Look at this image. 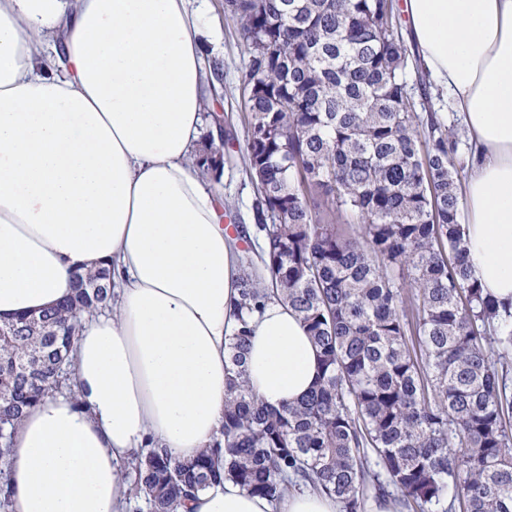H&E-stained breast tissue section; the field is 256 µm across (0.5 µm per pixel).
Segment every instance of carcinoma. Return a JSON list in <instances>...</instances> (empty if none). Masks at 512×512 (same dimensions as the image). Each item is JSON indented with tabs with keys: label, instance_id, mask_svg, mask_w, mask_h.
Listing matches in <instances>:
<instances>
[{
	"label": "carcinoma",
	"instance_id": "1",
	"mask_svg": "<svg viewBox=\"0 0 512 512\" xmlns=\"http://www.w3.org/2000/svg\"><path fill=\"white\" fill-rule=\"evenodd\" d=\"M248 60L244 162L261 250L247 252L229 338L220 437L187 462L135 458L150 512L230 479L279 500L309 486L361 512L400 493L404 512H512V311L466 263L462 130L419 113L394 0H225ZM346 218L354 228L326 220ZM100 267L38 317L0 324V460L25 410L67 385L84 315L112 300ZM275 296L319 351V381L272 406L244 378L246 318Z\"/></svg>",
	"mask_w": 512,
	"mask_h": 512
}]
</instances>
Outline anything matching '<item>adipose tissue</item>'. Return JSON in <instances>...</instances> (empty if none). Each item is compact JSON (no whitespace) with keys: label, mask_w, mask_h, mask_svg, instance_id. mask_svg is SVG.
I'll return each instance as SVG.
<instances>
[{"label":"adipose tissue","mask_w":512,"mask_h":512,"mask_svg":"<svg viewBox=\"0 0 512 512\" xmlns=\"http://www.w3.org/2000/svg\"><path fill=\"white\" fill-rule=\"evenodd\" d=\"M409 39L464 125L471 273L512 301V0H404ZM190 0H0V320L37 313L72 275L112 267L108 309L82 320L71 394L44 398L0 463L11 512H127L141 449L195 457L224 422L239 261L223 197L193 160L205 112ZM249 387L293 403L318 352L288 305L252 320ZM177 512H341L233 481Z\"/></svg>","instance_id":"ef3b65f1"}]
</instances>
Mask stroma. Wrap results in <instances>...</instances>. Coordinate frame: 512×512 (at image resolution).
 <instances>
[{
    "instance_id": "stroma-1",
    "label": "stroma",
    "mask_w": 512,
    "mask_h": 512,
    "mask_svg": "<svg viewBox=\"0 0 512 512\" xmlns=\"http://www.w3.org/2000/svg\"><path fill=\"white\" fill-rule=\"evenodd\" d=\"M202 41L209 58L220 62V82L224 99V114L230 123L226 127L227 137L235 146L224 156V170L214 179V186L223 194L233 225L245 232L241 248L255 251L262 238L258 230L255 203L258 196L255 183L247 175L241 160L240 149L245 142L246 113L242 105L241 79L247 58L239 39L235 20L224 10V0H203Z\"/></svg>"
}]
</instances>
